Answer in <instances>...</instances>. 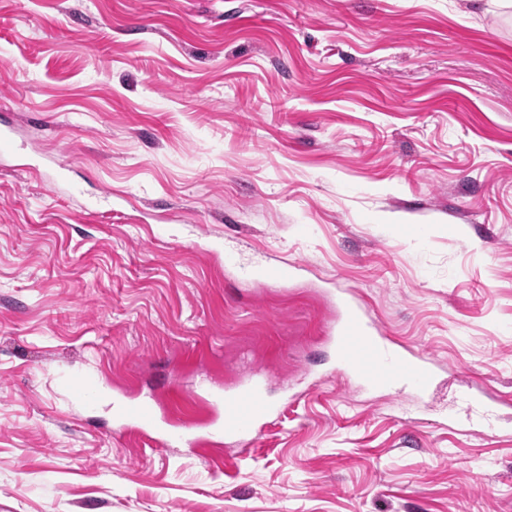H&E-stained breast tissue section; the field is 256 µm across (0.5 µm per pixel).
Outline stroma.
<instances>
[{
	"instance_id": "obj_1",
	"label": "stroma",
	"mask_w": 512,
	"mask_h": 512,
	"mask_svg": "<svg viewBox=\"0 0 512 512\" xmlns=\"http://www.w3.org/2000/svg\"><path fill=\"white\" fill-rule=\"evenodd\" d=\"M5 512H512V7L481 0H0ZM303 271L241 281L225 249ZM434 358L425 400L329 377V288ZM163 399L198 440L112 407ZM320 383L254 444L210 390ZM419 408L420 422L402 410ZM488 387L474 389L473 385L467 384L463 386L458 393L457 401L463 405H467L468 409L476 402H480L485 407H499L503 402L488 391ZM113 419L122 426L137 428L144 436L162 447H170L183 444L186 441L185 433L180 429L165 428L161 423L169 422L165 416L160 417L155 406L150 403L125 400L121 404L112 407Z\"/></svg>"
}]
</instances>
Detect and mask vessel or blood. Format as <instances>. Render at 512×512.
<instances>
[{"instance_id": "obj_1", "label": "vessel or blood", "mask_w": 512, "mask_h": 512, "mask_svg": "<svg viewBox=\"0 0 512 512\" xmlns=\"http://www.w3.org/2000/svg\"><path fill=\"white\" fill-rule=\"evenodd\" d=\"M224 265L237 272L242 281L262 280L278 286L294 281L300 271L299 265L285 262L268 261L256 268L248 267L232 250L225 251ZM335 295L339 314L328 331V343L336 354L337 378L367 391L427 394L438 379V363L384 332L375 314L349 289H336ZM311 385V380H304L302 387H288L283 396L275 398L269 395L263 380L253 378L213 395V403L224 410L225 439L253 442L266 425L277 420L301 396L303 388ZM457 399L467 406L501 404L487 388L477 389L470 384L460 389ZM112 415L121 425L137 428L159 446L170 447L186 440L182 430L163 427L156 407L150 403L130 399L114 406Z\"/></svg>"}]
</instances>
